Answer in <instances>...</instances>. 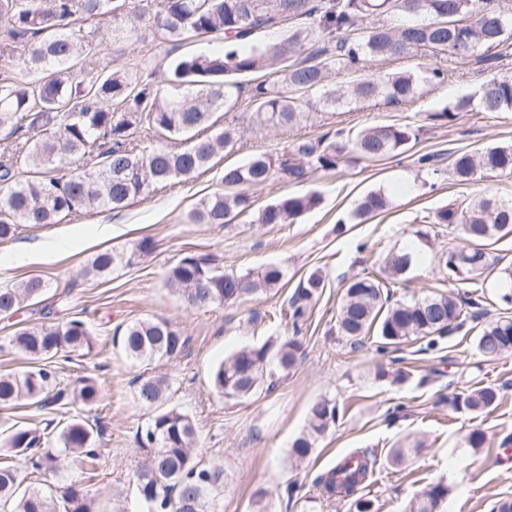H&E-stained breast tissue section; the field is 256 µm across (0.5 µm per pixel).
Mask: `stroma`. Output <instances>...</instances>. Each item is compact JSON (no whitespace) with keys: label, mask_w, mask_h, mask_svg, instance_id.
I'll return each mask as SVG.
<instances>
[{"label":"stroma","mask_w":512,"mask_h":512,"mask_svg":"<svg viewBox=\"0 0 512 512\" xmlns=\"http://www.w3.org/2000/svg\"><path fill=\"white\" fill-rule=\"evenodd\" d=\"M112 27L109 20L101 26L97 66L124 71L146 53L165 58L167 48L153 41L149 25H139L118 42L112 39ZM441 65L447 71L444 82L422 85L412 103L369 101L350 110L323 108L292 129L252 126L248 105L239 103L235 116L241 138L208 170L173 179L118 211L97 209L45 227L22 228L14 241L0 245V287L31 276L54 288L71 286L66 314L88 324L93 348L57 355L60 377L66 383L93 377L102 394L100 404L88 412L78 405L0 411V433L16 423L41 429L49 423L60 426L81 412L103 427L93 480H85L72 460L43 475L24 458H13L28 484L61 490L79 482L98 512H137L130 474L138 455L136 429L149 413L133 397L132 380L140 368L125 359L113 339L122 326L165 318L187 337L188 347L179 358L158 364L157 371L171 382V405L194 419L199 453L224 465L223 512H249L251 496L259 489L267 493L269 512H355L351 501L322 497L316 483L321 472L354 451L372 453L376 459L362 491L375 512H406L425 485L440 481L450 488L441 512H490L493 501L512 497V461L500 455L504 437L512 434V355L485 360L475 351L474 333L462 330L441 339L431 351L421 350L416 342L402 345L401 361L395 364L390 355L377 352L372 340L352 344L337 327L344 283L377 266L388 252L409 245L420 258L402 277L396 298L451 291L434 255L456 244V236L437 227L428 247L419 244L415 230L451 202L489 194L512 199L510 177L481 173L460 185L448 170L450 154L512 144V112L474 107L447 124L432 118L457 99L478 94L487 79L512 75V55L464 63L447 57ZM404 124L418 127L419 136L399 155L370 160L351 153L338 169L316 170L306 183L277 178L249 188L257 210L284 195L319 194L320 204L294 223L264 227L250 215L228 227L187 220L200 199L223 190L225 167L245 164L258 153L282 151L299 137L316 140L335 131L344 142L365 126ZM425 154L436 156L439 174L420 167L418 159ZM371 191L386 195L387 209L353 218L357 204ZM145 237L152 239L153 249L136 264L100 278L82 277L96 253L129 248ZM24 241L40 242L36 257L20 256L18 246ZM187 255L238 273L272 264L283 270L284 278L268 293L220 307L190 308L164 281L166 269ZM316 269L324 276L322 293L307 319L292 328L285 315L287 301ZM290 335L301 346V359L292 371L276 374L273 392L229 402L212 390L210 371L225 355ZM380 368L387 378H376ZM400 368L408 371V380L391 383L390 373ZM479 382L499 388L501 400L494 412L478 417L449 407V393ZM320 398L335 400L340 418L318 440L309 459L294 463L290 446L305 431L309 407ZM476 428L484 430L486 441L475 451L466 438ZM395 448L407 451L398 464L390 458ZM292 482L299 490L290 498L284 490Z\"/></svg>","instance_id":"35a3bbf8"}]
</instances>
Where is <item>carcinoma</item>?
I'll return each instance as SVG.
<instances>
[{
    "label": "carcinoma",
    "instance_id": "1",
    "mask_svg": "<svg viewBox=\"0 0 512 512\" xmlns=\"http://www.w3.org/2000/svg\"><path fill=\"white\" fill-rule=\"evenodd\" d=\"M130 27L151 22L154 40L175 51L191 39L224 43L211 54H185L172 64L167 78L156 76L147 62L123 74L90 67L99 53L96 37L107 17ZM281 32L273 42L266 35ZM512 4L506 0H0V244L25 226L56 224L60 216L95 208L119 210L130 200L178 177L209 169L213 159L236 144L240 127L219 123L215 114L234 111L247 93L250 122L259 128H287L322 107L382 99L389 105L413 100L422 82L442 81L438 61L465 60L495 49L509 55ZM417 57L420 73H367L348 84L333 83L336 74H355L365 65L391 58ZM483 111L512 110V75L485 82L479 93ZM472 105L462 97L432 118L444 123ZM418 129L374 125L359 130L354 149L378 159L405 149ZM342 149L329 134L313 142L297 138L282 152L263 153L239 166L224 168L225 191L200 200L189 212L193 224L227 225L251 210L246 189L277 175L295 183L317 169L334 170ZM456 180L465 184L479 172L512 177V145L478 154H457L451 163ZM320 204L316 194L285 195L258 212L261 225L290 224ZM385 195L370 192L355 211L358 219L384 211ZM430 223L457 231L461 243L436 254L448 283L473 284L464 296L436 294L413 301L393 298L390 285L411 265L410 255L391 251L377 273L354 276L345 284L338 325L355 341L374 334L380 348L410 339L436 344V337L461 330L467 320L486 313L479 278L493 271L488 242L512 236V199L485 196L450 203ZM143 238L130 248L98 253L83 270L99 277L149 253ZM284 273L277 265L237 274L187 255L166 271L167 284L184 303L208 308L235 302L276 288ZM324 287L322 272L309 274L289 300L293 323L304 318ZM39 277L0 288V315L41 304H67L69 293H50ZM52 295L49 304L43 298ZM9 343L27 360L21 373L0 372V407L18 405L44 410L80 403L93 408L101 401L95 382L81 378L61 388L52 359L62 350H91L87 323L69 318L57 323L20 326ZM188 340L165 319L133 322L116 346L129 360L147 366L181 356ZM475 349L487 359L512 354V316L486 323L475 337ZM299 347L290 339L278 346L244 347L225 357L210 374L213 391L226 400H242L273 388L267 366L276 360L292 370ZM134 399L151 411L138 427L140 460L132 480L142 512H222L224 466L195 455L196 426L181 410L168 405L169 379L140 375L133 381ZM499 389L476 386L448 398L457 411L485 413L498 406ZM336 402L322 398L309 409L307 430L291 445L290 457L305 461L317 440L336 425ZM100 429L82 414L57 432L53 448L36 428L14 424L0 439V450L23 456L38 471L53 473L69 458H79L95 476ZM370 475V463L346 456L322 474L318 485L329 498L351 499L355 512H372L373 503L359 495ZM448 485H428L408 512H438ZM0 512H95L80 485L52 490L23 486L10 465H0Z\"/></svg>",
    "mask_w": 512,
    "mask_h": 512
}]
</instances>
